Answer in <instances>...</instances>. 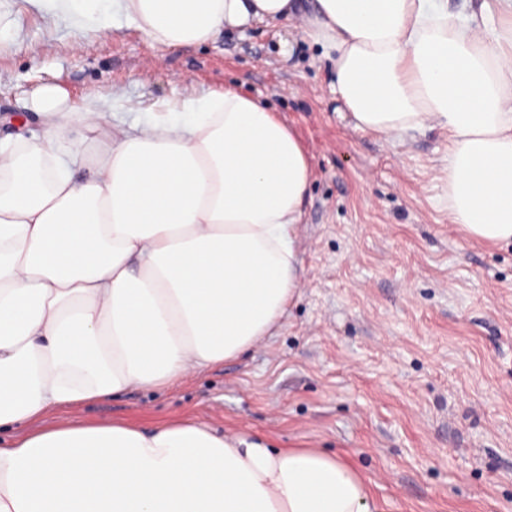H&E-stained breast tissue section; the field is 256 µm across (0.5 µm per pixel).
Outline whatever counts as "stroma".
<instances>
[{"instance_id": "1", "label": "stroma", "mask_w": 512, "mask_h": 512, "mask_svg": "<svg viewBox=\"0 0 512 512\" xmlns=\"http://www.w3.org/2000/svg\"><path fill=\"white\" fill-rule=\"evenodd\" d=\"M0 141L41 136L45 85L128 121L191 89L260 98L312 169L298 264L278 327L245 358L158 392L86 406L143 429L193 418L350 462L381 512H512V243L452 224L448 134L362 132L332 63L292 24L159 48L132 28L86 36L0 0Z\"/></svg>"}]
</instances>
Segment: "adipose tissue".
Instances as JSON below:
<instances>
[{"label":"adipose tissue","instance_id":"1","mask_svg":"<svg viewBox=\"0 0 512 512\" xmlns=\"http://www.w3.org/2000/svg\"><path fill=\"white\" fill-rule=\"evenodd\" d=\"M51 24L134 26L172 47L296 22L357 129L448 132L451 220L512 242V0H57ZM42 138L0 147V512H378L341 457L186 418L152 430L82 407L164 390L271 335L302 281L298 137L234 88L123 126L43 87ZM94 154L67 145L73 117ZM69 410L53 425L45 417Z\"/></svg>","mask_w":512,"mask_h":512}]
</instances>
